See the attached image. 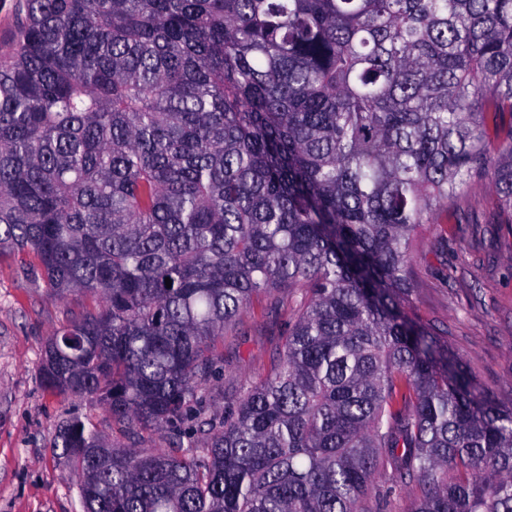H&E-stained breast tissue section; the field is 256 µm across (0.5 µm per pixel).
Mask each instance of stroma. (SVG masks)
Segmentation results:
<instances>
[{
  "label": "stroma",
  "instance_id": "stroma-1",
  "mask_svg": "<svg viewBox=\"0 0 512 512\" xmlns=\"http://www.w3.org/2000/svg\"><path fill=\"white\" fill-rule=\"evenodd\" d=\"M465 223L428 224L419 232L410 310L466 359L476 379L501 401H512V231L490 230L496 198L485 184L460 200ZM90 294L61 298L45 287L36 255L0 254V512H82L79 487L54 440L62 421L93 424L100 438L121 435L105 408L47 388L42 381L51 334L91 309ZM290 306L256 299L219 352L222 374L200 405L223 412L242 381L260 382L285 341ZM375 493L363 512H410L422 496L412 483L390 490L392 469L381 462Z\"/></svg>",
  "mask_w": 512,
  "mask_h": 512
}]
</instances>
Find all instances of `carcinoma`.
Returning a JSON list of instances; mask_svg holds the SVG:
<instances>
[{"instance_id": "obj_1", "label": "carcinoma", "mask_w": 512, "mask_h": 512, "mask_svg": "<svg viewBox=\"0 0 512 512\" xmlns=\"http://www.w3.org/2000/svg\"><path fill=\"white\" fill-rule=\"evenodd\" d=\"M0 54V251L96 307L43 379L83 512H512V403L409 310L419 229L471 185L512 227V0H19ZM171 287H166L165 278ZM285 343L200 404L253 300ZM173 433L171 428L143 431L134 441L145 448H167L172 445ZM377 491L370 493L362 501L361 507L364 512H411L413 504L422 496V489L417 483H410L402 489L385 494L390 486L392 469L386 460H382L377 470ZM380 493V495H378ZM384 494V496H382Z\"/></svg>"}]
</instances>
